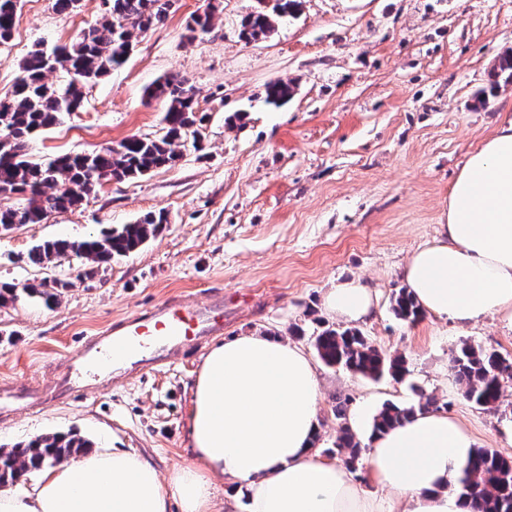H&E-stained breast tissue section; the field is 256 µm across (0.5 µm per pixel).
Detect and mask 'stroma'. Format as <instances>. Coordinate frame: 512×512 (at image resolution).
Listing matches in <instances>:
<instances>
[{"label":"stroma","instance_id":"stroma-1","mask_svg":"<svg viewBox=\"0 0 512 512\" xmlns=\"http://www.w3.org/2000/svg\"><path fill=\"white\" fill-rule=\"evenodd\" d=\"M255 5L177 0L162 24L138 34L121 67L85 88L79 111L35 141L45 158L161 135L165 105L145 90L170 73L188 79L205 116L199 148L184 149L175 167L105 181L82 205L0 235V282H72L52 306L23 296L0 307V391L55 384L83 340L140 309L220 296L223 337L278 336L311 357L322 387L317 451L340 434L337 406L348 421L363 418L356 436L366 445L384 404L430 396L477 446L512 457V379L489 411L465 398L449 369L465 342L512 356V327L494 315L465 327L431 314L411 324L391 307L408 258L441 237L439 217L469 153L512 115V80L490 81L496 57L512 50V0H300L270 37L248 42L240 23ZM102 10V0H81L71 13L55 0H20L14 38L0 45V94L31 51L70 42ZM207 10L212 29L186 39L191 15ZM277 79L294 94L275 107L265 86ZM159 212L168 222L155 236L93 277L69 257L29 260L37 242ZM351 278L375 295L358 330L405 359L403 379L372 380L318 358L316 332L338 325L323 296ZM220 338L83 398L14 400L0 407V445L76 431L144 454L168 480L193 461L191 387Z\"/></svg>","mask_w":512,"mask_h":512}]
</instances>
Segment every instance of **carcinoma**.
Masks as SVG:
<instances>
[{"label":"carcinoma","instance_id":"cac0c4a2","mask_svg":"<svg viewBox=\"0 0 512 512\" xmlns=\"http://www.w3.org/2000/svg\"><path fill=\"white\" fill-rule=\"evenodd\" d=\"M104 2L106 7L96 24L80 30L70 43L49 52H31L21 63V75L13 89L0 95V188L24 197V203L17 207L0 208L1 235L26 224H40L54 213L80 205L105 180L124 181L175 166L180 158L178 144L194 133L193 127L199 122L192 86L172 74L157 79L147 90L148 98L166 104L163 135H132L113 147L92 152L33 157L31 143L36 136L79 110L83 89L123 64L133 49L136 33L163 22L173 4V0ZM3 5L4 0H0V44H7L14 37L17 14ZM297 5L298 0H275L269 7L256 8L242 19L241 36L249 41L269 37L275 31V19L292 13ZM212 19L211 11L191 16L185 38L192 40L196 34L208 32ZM52 59L66 74V80L48 81ZM293 93L292 85L283 80L271 81L265 87L266 101L273 105L287 102ZM165 223L167 219L160 212L81 240H46L31 250L29 260L47 265L74 256L90 264L84 276L91 277L95 266L115 255L137 251ZM70 286L71 282L64 279H55L50 285L0 282V306L14 303L22 295L50 304ZM393 311L410 323L423 316L419 303L406 288L395 295ZM314 347L326 365L340 366L373 380L386 374L401 376L406 371L402 358L381 352L357 330L326 327L315 337ZM449 364L469 401L486 410L499 407L504 377H512L511 361L465 342L451 352ZM432 406L430 398L404 407L387 403L374 419L372 434H381L415 411ZM92 447L93 441L74 432L46 434L10 448L0 446V484H13L48 462L68 460ZM361 454L360 440L349 425H343L336 455L356 472ZM456 492L472 501L477 512H512V459L489 448L474 449L456 478Z\"/></svg>","mask_w":512,"mask_h":512}]
</instances>
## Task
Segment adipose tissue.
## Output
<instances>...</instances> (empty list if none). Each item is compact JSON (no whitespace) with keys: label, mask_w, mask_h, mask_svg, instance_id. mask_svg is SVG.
Masks as SVG:
<instances>
[{"label":"adipose tissue","mask_w":512,"mask_h":512,"mask_svg":"<svg viewBox=\"0 0 512 512\" xmlns=\"http://www.w3.org/2000/svg\"><path fill=\"white\" fill-rule=\"evenodd\" d=\"M443 239L409 259L404 279L426 313L457 325L500 314L512 323V116L482 141L458 173L442 211ZM327 313L364 320L373 295L362 281L337 283ZM320 383L306 352L273 336H239L212 347L192 388L187 431L193 464L161 482L142 454L95 448L44 466L33 488L0 489V512H215V477L242 488L246 512H393L364 494L343 464L312 447ZM475 446L466 425L419 410L375 436L373 481L402 512H474L448 482Z\"/></svg>","instance_id":"obj_1"}]
</instances>
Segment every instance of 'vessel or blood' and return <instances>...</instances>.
I'll return each instance as SVG.
<instances>
[{
    "label": "vessel or blood",
    "instance_id": "vessel-or-blood-1",
    "mask_svg": "<svg viewBox=\"0 0 512 512\" xmlns=\"http://www.w3.org/2000/svg\"><path fill=\"white\" fill-rule=\"evenodd\" d=\"M210 304L163 305L113 324L87 342L67 367L69 388L127 370H148L167 363L175 350L212 333Z\"/></svg>",
    "mask_w": 512,
    "mask_h": 512
}]
</instances>
